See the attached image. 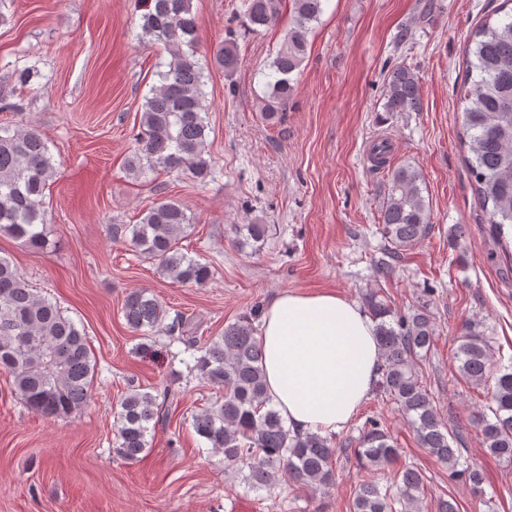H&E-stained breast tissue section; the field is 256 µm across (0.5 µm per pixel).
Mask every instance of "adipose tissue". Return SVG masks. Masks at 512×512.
<instances>
[{"label": "adipose tissue", "mask_w": 512, "mask_h": 512, "mask_svg": "<svg viewBox=\"0 0 512 512\" xmlns=\"http://www.w3.org/2000/svg\"><path fill=\"white\" fill-rule=\"evenodd\" d=\"M257 339L267 395L292 431L335 433L378 380L375 323L336 293L279 295L266 309Z\"/></svg>", "instance_id": "obj_1"}]
</instances>
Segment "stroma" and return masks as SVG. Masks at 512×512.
I'll list each match as a JSON object with an SVG mask.
<instances>
[{
	"label": "stroma",
	"instance_id": "1",
	"mask_svg": "<svg viewBox=\"0 0 512 512\" xmlns=\"http://www.w3.org/2000/svg\"><path fill=\"white\" fill-rule=\"evenodd\" d=\"M501 3L324 0L295 95L282 120L268 123L263 72L291 23V0H281L274 26L256 33L242 25V0H193L206 150L217 170L199 183L185 173L137 178L123 167L157 66L169 59L163 45L139 39L136 0H0V99L9 103L0 125L35 126L57 168L44 198L50 246L0 235V256L84 328L97 361L88 405L64 418L29 410L0 369V512H353L358 484L377 477L354 453L340 454L327 490L256 489L226 467L192 426L223 389L200 377L196 351L181 340L128 328L122 305L130 292L148 291L205 340L287 291L327 289L359 303L373 288L400 309L424 303L431 311L423 380L442 422L459 431L462 456L482 473L484 495L451 478L380 392L337 442L357 441L365 419L380 417L400 464L426 476L423 512H441L445 500L457 512H512V467L487 452L472 422L486 390L460 377L454 357L462 325L473 320L494 355L512 357V242L493 237L472 191L459 97L466 45ZM230 36L242 65L228 77L214 57ZM401 64L418 74L421 111L384 108L387 76ZM25 68L33 77L23 86L11 74ZM381 138L392 145V166L419 172L432 223L385 277L376 261L388 172L367 159ZM162 198L193 219L181 245L210 265L204 285L172 281L112 237L113 225L138 223ZM254 223L268 225L267 238L238 245L236 225ZM133 383L161 407L148 454L136 463L113 451L119 403Z\"/></svg>",
	"mask_w": 512,
	"mask_h": 512
}]
</instances>
